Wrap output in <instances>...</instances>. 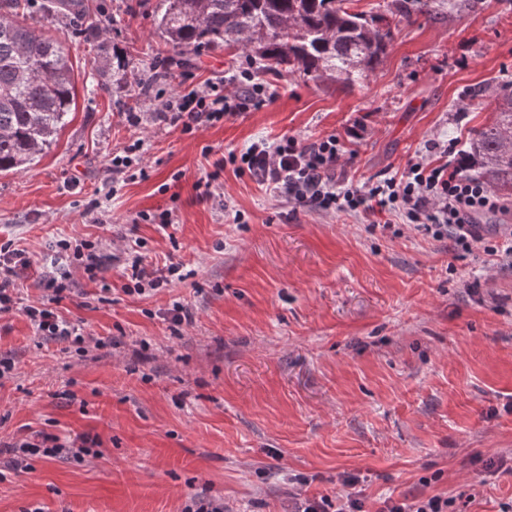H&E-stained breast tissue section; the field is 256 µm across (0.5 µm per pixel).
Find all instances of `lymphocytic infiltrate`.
I'll list each match as a JSON object with an SVG mask.
<instances>
[{"label":"lymphocytic infiltrate","instance_id":"lymphocytic-infiltrate-1","mask_svg":"<svg viewBox=\"0 0 512 512\" xmlns=\"http://www.w3.org/2000/svg\"><path fill=\"white\" fill-rule=\"evenodd\" d=\"M240 82L244 87L240 94L225 93L223 84L208 82L171 95L160 89L155 96L163 101V117L172 126L188 129L200 122L214 124L272 101V94L255 82L250 68H242ZM231 160L238 174L267 182L295 205L367 215L395 212L432 238H451L464 252L480 249L490 255L512 258V226L504 227L501 243L493 247L486 245L474 222L478 214L500 210L498 199L481 180L456 165L434 166L421 158L410 163L400 177L392 176L371 186H355L336 177L339 148L332 136L303 146L291 137L272 142L262 139L232 155ZM29 266L23 251L0 245V314L22 309L41 335L83 343L82 329L54 310L66 290L56 276L49 274L43 278L46 289L52 292L50 304L18 306L15 281L19 271ZM99 445L98 438L88 434L77 435L64 444L56 437L36 434L10 445L9 451L14 469L25 470L32 456L79 458Z\"/></svg>","mask_w":512,"mask_h":512}]
</instances>
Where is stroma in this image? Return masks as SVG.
Wrapping results in <instances>:
<instances>
[{
	"label": "stroma",
	"mask_w": 512,
	"mask_h": 512,
	"mask_svg": "<svg viewBox=\"0 0 512 512\" xmlns=\"http://www.w3.org/2000/svg\"><path fill=\"white\" fill-rule=\"evenodd\" d=\"M42 2L18 19L65 47L76 106L46 153L0 174V244L31 260L22 304L48 301L42 271L68 272L57 310L87 340L79 352L21 311L0 315V358L15 364L0 379V446L41 432L101 447L18 473L0 455V512H181L197 494L226 512H284L289 493L332 497L347 474L364 512L436 494L449 512H512V265L393 213L296 207L227 162L262 138L333 135L337 178L360 185L402 174L430 141L464 144L512 84V0L399 22L352 87L255 71L274 103L188 131L157 103L127 102L107 57L143 77L174 58V93L231 82L242 50L171 55L154 0H85L99 29L88 43L69 19L45 21ZM135 142L144 173L131 180L110 158ZM165 209L169 227L138 218ZM62 239L92 242L100 268L77 267ZM137 251L184 280L125 292ZM177 303L194 321L175 332Z\"/></svg>",
	"instance_id": "obj_1"
}]
</instances>
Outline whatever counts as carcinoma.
<instances>
[{"instance_id": "1", "label": "carcinoma", "mask_w": 512, "mask_h": 512, "mask_svg": "<svg viewBox=\"0 0 512 512\" xmlns=\"http://www.w3.org/2000/svg\"><path fill=\"white\" fill-rule=\"evenodd\" d=\"M349 0H158L156 31L175 53L240 46L267 72L352 86L383 62L393 34L380 15L350 11ZM437 0H390L409 19ZM21 0H0V173L18 172L50 148L75 107L73 63L63 46L13 18ZM45 17L81 21L83 0H47ZM512 90L501 89L496 118L462 150L458 167L493 189L512 190Z\"/></svg>"}]
</instances>
